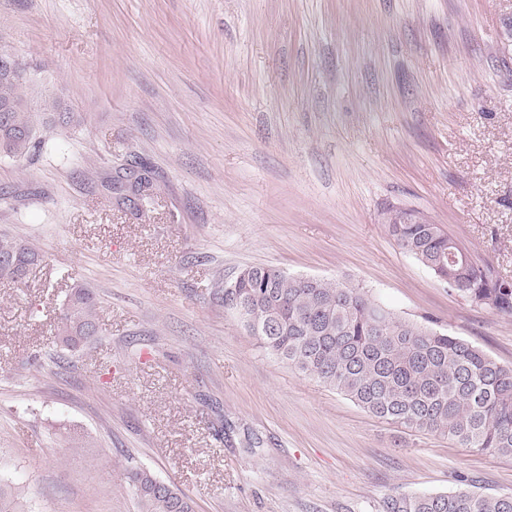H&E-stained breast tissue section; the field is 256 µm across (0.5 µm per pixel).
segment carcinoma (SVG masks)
<instances>
[{"mask_svg":"<svg viewBox=\"0 0 512 512\" xmlns=\"http://www.w3.org/2000/svg\"><path fill=\"white\" fill-rule=\"evenodd\" d=\"M24 83L0 76V102L24 98ZM40 113L0 112V153L25 158L44 142L45 124L76 126L82 116L54 98ZM141 202L155 195L143 173L130 185ZM397 245L471 302L512 315V282L470 262L438 224L411 210H388ZM41 260L26 241L0 235V280L20 282L26 265ZM98 294L75 282L53 325L54 359L100 336ZM224 309L236 315L266 351L297 371L347 396L377 418L406 429L440 433L464 448L512 456V368L471 342L405 321L368 294L335 279H306L272 266L242 269L224 287ZM128 484L141 512H194L193 501L149 469L133 467ZM18 492L0 483V512H18ZM376 512H512V494L473 489L466 480L448 494L395 493Z\"/></svg>","mask_w":512,"mask_h":512,"instance_id":"cac0c4a2","label":"carcinoma"}]
</instances>
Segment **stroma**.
Instances as JSON below:
<instances>
[{
  "label": "stroma",
  "mask_w": 512,
  "mask_h": 512,
  "mask_svg": "<svg viewBox=\"0 0 512 512\" xmlns=\"http://www.w3.org/2000/svg\"><path fill=\"white\" fill-rule=\"evenodd\" d=\"M0 49L84 118L0 156V233L44 256L0 281V481L29 512H140L134 466L195 512L512 493V456L374 417L224 308L247 266L339 279L512 367V316L385 224L419 212L512 281V0H0ZM76 280L102 334L59 364Z\"/></svg>",
  "instance_id": "obj_1"
}]
</instances>
